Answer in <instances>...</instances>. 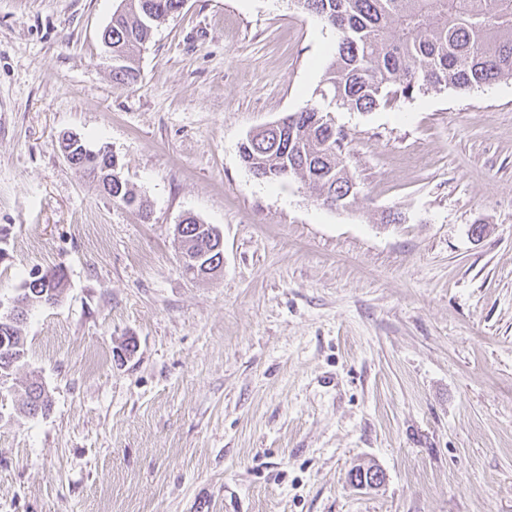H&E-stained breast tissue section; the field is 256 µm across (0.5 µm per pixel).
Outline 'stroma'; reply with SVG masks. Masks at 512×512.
<instances>
[{
	"label": "stroma",
	"mask_w": 512,
	"mask_h": 512,
	"mask_svg": "<svg viewBox=\"0 0 512 512\" xmlns=\"http://www.w3.org/2000/svg\"><path fill=\"white\" fill-rule=\"evenodd\" d=\"M118 4L0 0V303L67 280L0 388V512H512V80L331 109L359 189L335 210L240 157L314 101L334 29L186 0L117 87ZM66 132L109 144L149 218ZM189 213L224 239L209 279L180 260ZM33 378L52 408L17 416ZM367 463L381 487L350 484ZM107 143H101L96 149H89L85 155L86 163L74 167L82 176L97 180L102 186L104 193L112 198V201L122 205L130 210L140 214H147V201L144 200L133 188L123 180L121 186L112 184V190L107 188V185L101 181L97 175V170H100L103 163H105L106 155L102 151L107 150ZM41 278L46 281L42 282L39 288L33 287L36 281V278L33 277L30 281L25 282L22 291L17 295L23 305L22 311L25 316L31 308L47 305L50 300L53 304H57L62 299L66 288V275L62 268L47 270L41 275ZM29 283L30 286H27Z\"/></svg>",
	"instance_id": "1"
}]
</instances>
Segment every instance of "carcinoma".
<instances>
[{
    "label": "carcinoma",
    "mask_w": 512,
    "mask_h": 512,
    "mask_svg": "<svg viewBox=\"0 0 512 512\" xmlns=\"http://www.w3.org/2000/svg\"><path fill=\"white\" fill-rule=\"evenodd\" d=\"M306 12L335 29V51L316 89L320 99L282 119L283 128L261 130L241 146V158L259 179L296 178L320 204L350 205L357 198L344 150L348 134L327 119L331 106L370 112L382 103L411 99L428 90L472 89L512 78V0H297ZM184 0H120L112 14V83L128 85L140 76L139 60L155 23L178 12ZM105 144L88 150L81 175L98 179ZM112 201L140 214L147 204L127 183L107 188ZM182 244L191 257L213 261L224 247L209 225L192 215L184 220ZM40 287L24 286L17 298L23 313L61 301L66 288L62 268L42 274ZM23 320L0 317V373L25 361ZM20 415L50 408L42 385L23 389Z\"/></svg>",
    "instance_id": "carcinoma-1"
}]
</instances>
